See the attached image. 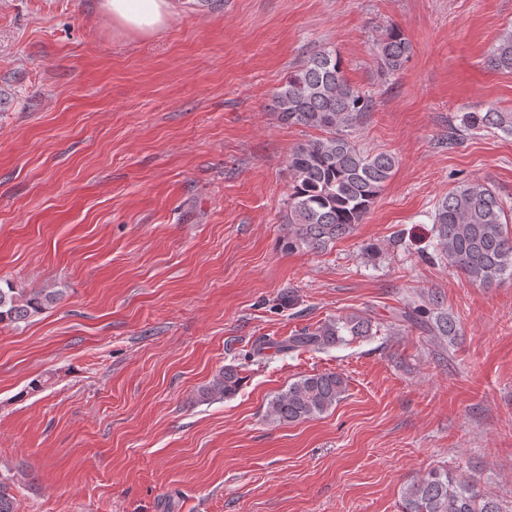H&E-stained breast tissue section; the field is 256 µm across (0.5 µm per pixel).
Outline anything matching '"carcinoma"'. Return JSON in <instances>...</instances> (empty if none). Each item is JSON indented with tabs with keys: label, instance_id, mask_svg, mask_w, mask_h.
<instances>
[{
	"label": "carcinoma",
	"instance_id": "carcinoma-1",
	"mask_svg": "<svg viewBox=\"0 0 512 512\" xmlns=\"http://www.w3.org/2000/svg\"><path fill=\"white\" fill-rule=\"evenodd\" d=\"M378 67L391 76L403 70L412 45L400 27H387L376 43ZM494 70L512 71V32L503 35L487 59ZM274 111L289 125L317 129L322 136L296 146L288 159L292 180L285 215L284 246L289 251L321 252L362 223L390 179L397 158L386 152L369 154L356 144L352 133L374 107L372 95L345 77L336 50H315L300 69L272 93ZM465 129H496L512 135V112L489 108L465 112ZM499 195L480 181L464 183L436 207L433 224L440 258L466 278L486 288L506 274L512 276V230ZM61 293L42 289L33 293L12 286L0 288V323H18L53 308ZM424 311L407 306L398 317L428 328L431 335L454 336L457 324L448 316L432 323ZM373 335L365 314L336 316L314 330L308 329L277 343L281 351L325 350ZM241 383L237 369L228 365L201 391L205 399L236 393ZM346 379L340 373L303 376L269 403L267 417L279 423L315 419L343 398ZM402 512H503L496 498L475 479L431 470L407 485ZM0 512H16L8 482L0 478Z\"/></svg>",
	"mask_w": 512,
	"mask_h": 512
}]
</instances>
